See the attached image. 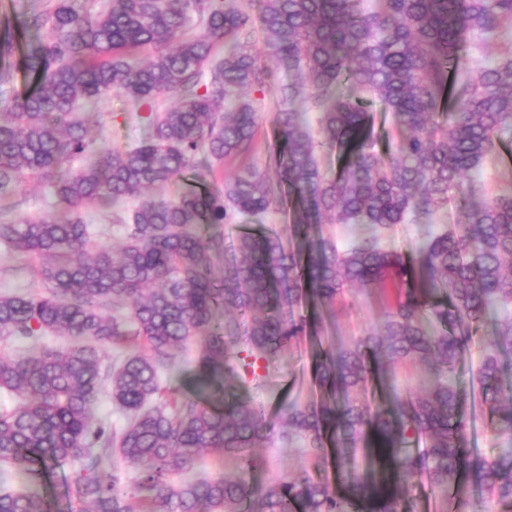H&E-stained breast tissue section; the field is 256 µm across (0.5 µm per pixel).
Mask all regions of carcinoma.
I'll return each instance as SVG.
<instances>
[{"instance_id": "obj_1", "label": "carcinoma", "mask_w": 512, "mask_h": 512, "mask_svg": "<svg viewBox=\"0 0 512 512\" xmlns=\"http://www.w3.org/2000/svg\"><path fill=\"white\" fill-rule=\"evenodd\" d=\"M512 33V0H84L35 3L19 29L0 28V85L22 51L32 90L0 102V201L11 208L25 175L48 186L62 209L0 220V247L35 255L45 291L0 295V338L34 347L0 355V466L25 481L0 490V512H52L39 491L64 475L67 496L91 512H405L395 488L425 477L448 495L473 475L483 494L512 505V448L493 456L467 448L454 373L483 322L500 315L475 378L491 432L512 437V384L500 356L512 352V193L489 194L477 177L512 137V41L487 64L480 47ZM275 58L294 73L278 83ZM279 92L272 179L246 168L219 187L197 155L247 156L255 145L253 92ZM111 93L140 103L148 134L115 147L89 136ZM178 106L159 111L158 100ZM317 112L318 130L304 119ZM394 132H376L374 107ZM337 156L322 169L318 151ZM86 159L79 170L69 163ZM194 174L169 198L148 195ZM138 201L122 220L119 252L93 241L86 203ZM288 208L289 242L275 231L241 234L214 280L224 234L236 215ZM456 222L424 225L411 254L384 244L398 224L441 209ZM343 224L341 247L324 229ZM385 301L382 330L354 344L323 332L343 311L346 288ZM248 313L246 335L237 316ZM66 336L62 347L46 343ZM308 340L320 399L281 406L277 421L239 395L278 368L282 349ZM195 344L194 382L224 404L170 387L177 360ZM114 346L129 352L109 360ZM424 365L429 386L368 398L397 364ZM108 397L121 429L96 414ZM275 439L323 463L333 452L343 495L303 467L264 484L256 452ZM216 450L235 464L180 483ZM387 460L357 470L358 454ZM136 475L129 491L109 469Z\"/></svg>"}]
</instances>
